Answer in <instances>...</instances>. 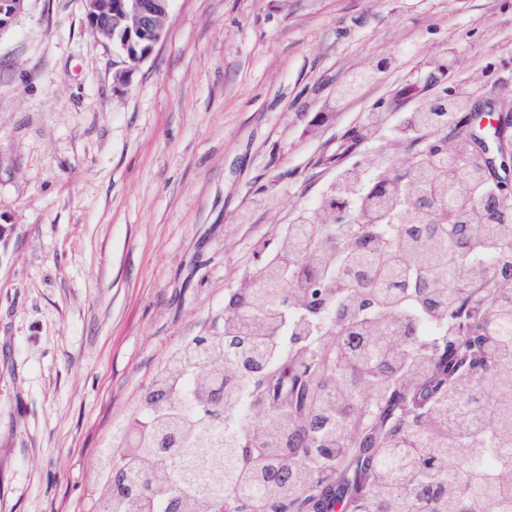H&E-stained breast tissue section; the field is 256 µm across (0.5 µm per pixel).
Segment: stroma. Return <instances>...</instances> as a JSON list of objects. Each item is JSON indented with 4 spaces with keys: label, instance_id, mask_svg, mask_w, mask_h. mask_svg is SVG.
I'll return each instance as SVG.
<instances>
[{
    "label": "stroma",
    "instance_id": "35a3bbf8",
    "mask_svg": "<svg viewBox=\"0 0 512 512\" xmlns=\"http://www.w3.org/2000/svg\"><path fill=\"white\" fill-rule=\"evenodd\" d=\"M450 45L460 76L512 54V0H171L134 66L83 0H30L0 34V512H95L114 426Z\"/></svg>",
    "mask_w": 512,
    "mask_h": 512
}]
</instances>
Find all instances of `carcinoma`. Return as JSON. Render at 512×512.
<instances>
[{
	"instance_id": "carcinoma-1",
	"label": "carcinoma",
	"mask_w": 512,
	"mask_h": 512,
	"mask_svg": "<svg viewBox=\"0 0 512 512\" xmlns=\"http://www.w3.org/2000/svg\"><path fill=\"white\" fill-rule=\"evenodd\" d=\"M448 102L439 108L411 110L395 141L457 120L472 85L447 78ZM382 177L369 182L346 169L319 201L331 213L350 207L353 223L312 224L305 217L281 229L278 246L249 278L274 290L276 300L257 289L245 296L232 291L224 299L243 307L228 315L224 334L194 336L173 356L175 367L163 366L153 385L166 391L172 405L142 401L139 443L135 452L117 460L104 456L99 465L122 468L126 480L146 492L116 503L108 490L98 496L96 512H154L157 502L173 495L185 501V512H211L230 494L244 495L250 512H275L282 500L306 503L311 483H329L346 459L379 443L364 477L365 507L389 512H512V288L499 275L512 271V213L499 223L483 222L479 208L502 186L486 190L480 159L470 151L440 164L417 152L399 172L380 158ZM471 178L474 191L458 193L457 181ZM425 196L450 203L451 214L435 224L412 209ZM345 258V274L336 281V252ZM490 282L482 314L465 312L466 291L451 287L453 270ZM320 278L327 301L322 322L304 358L282 353L275 332L283 304L297 306ZM428 320L467 321L481 335L494 337L485 347L490 357L483 378L451 376V350H421L417 321L407 300ZM252 363L281 360L295 389L291 405L281 403L277 381L256 390L276 416L250 458L239 450L248 439L254 414L238 433L224 432V421L239 411L245 384L224 359L238 338ZM192 393L190 407L178 390ZM367 390L380 401L369 430L358 440L349 435L358 408L357 395ZM224 394V418L211 415L210 395ZM470 448L457 465V449Z\"/></svg>"
}]
</instances>
